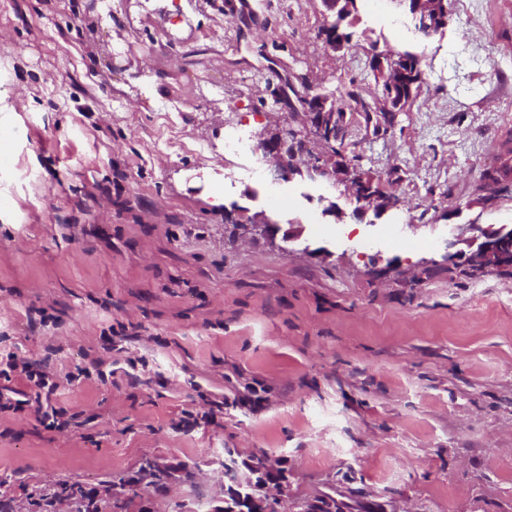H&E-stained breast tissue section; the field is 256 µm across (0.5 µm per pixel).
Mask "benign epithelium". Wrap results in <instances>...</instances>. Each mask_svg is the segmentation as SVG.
Here are the masks:
<instances>
[{
    "label": "benign epithelium",
    "instance_id": "1",
    "mask_svg": "<svg viewBox=\"0 0 512 512\" xmlns=\"http://www.w3.org/2000/svg\"><path fill=\"white\" fill-rule=\"evenodd\" d=\"M306 110L310 111L312 121L301 123L294 132L302 136L310 153L306 159L288 158L286 138L290 127L282 126L271 136L263 131L259 134L256 150L260 151L270 166L273 179L290 181L296 174L303 171L312 180H318L343 188L341 194L349 196L355 203V213L363 214L369 210L382 214L400 206L394 198L380 199L371 194L368 184H352L349 174L344 172V160L340 155L327 156L319 154V145L326 129L333 126L336 113L326 111L321 100L306 97ZM244 233L259 235L274 245L280 240L285 243L294 242L302 235V225L290 224L288 229L281 230L280 225L270 221L265 214H254L247 217L241 225ZM455 243L466 245L453 254L444 256V261L453 265L460 263L466 266L482 268H512V224H501L498 227L483 228L477 224H456L452 228ZM228 470L224 493L229 512H270L273 501H282L281 491L286 484V474L282 462L270 454L261 457L259 471L260 483L256 487L243 488L239 478L236 461L233 457L225 459ZM341 501L332 495L322 496L308 502L303 512H340Z\"/></svg>",
    "mask_w": 512,
    "mask_h": 512
}]
</instances>
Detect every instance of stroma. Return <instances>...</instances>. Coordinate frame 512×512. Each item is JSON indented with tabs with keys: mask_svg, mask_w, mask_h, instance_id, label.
<instances>
[{
	"mask_svg": "<svg viewBox=\"0 0 512 512\" xmlns=\"http://www.w3.org/2000/svg\"><path fill=\"white\" fill-rule=\"evenodd\" d=\"M240 2L0 0V361L55 375L66 411L0 412V501L74 512L76 481L109 512L150 458L172 476L124 512H221L233 448L241 478L264 451L289 497L352 512H512V271L441 260L452 225L512 224V183L476 203L512 147V0H448L431 38L360 0L343 54L321 0ZM384 46L426 86L392 134L354 123L345 144L403 169L399 208L357 219L327 184L225 154L290 122L297 73L372 96ZM232 210L304 225L310 254L243 238Z\"/></svg>",
	"mask_w": 512,
	"mask_h": 512,
	"instance_id": "stroma-1",
	"label": "stroma"
}]
</instances>
